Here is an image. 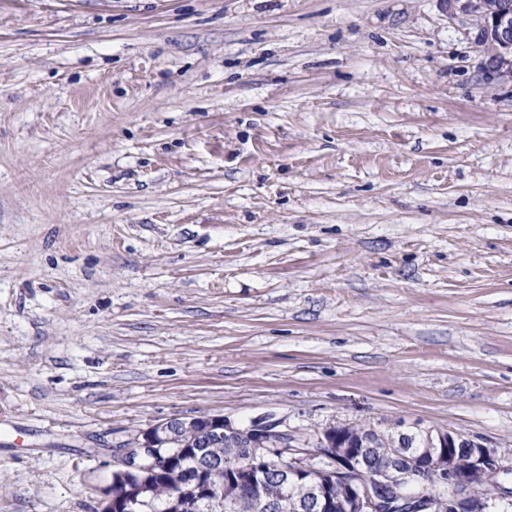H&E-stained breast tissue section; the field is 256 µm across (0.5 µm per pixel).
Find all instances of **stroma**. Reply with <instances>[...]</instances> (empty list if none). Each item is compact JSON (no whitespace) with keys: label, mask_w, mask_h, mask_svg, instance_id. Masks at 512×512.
Returning <instances> with one entry per match:
<instances>
[{"label":"stroma","mask_w":512,"mask_h":512,"mask_svg":"<svg viewBox=\"0 0 512 512\" xmlns=\"http://www.w3.org/2000/svg\"><path fill=\"white\" fill-rule=\"evenodd\" d=\"M218 414L512 448V87L437 0H0V512Z\"/></svg>","instance_id":"1"}]
</instances>
